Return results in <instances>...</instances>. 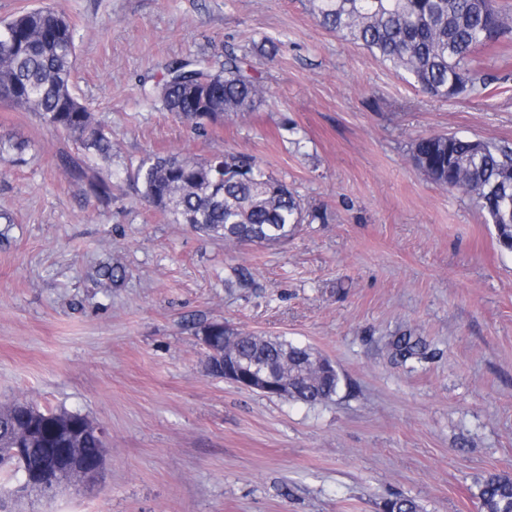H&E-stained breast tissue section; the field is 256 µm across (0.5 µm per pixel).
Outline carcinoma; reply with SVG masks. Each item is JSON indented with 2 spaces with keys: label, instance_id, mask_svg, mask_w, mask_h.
<instances>
[{
  "label": "carcinoma",
  "instance_id": "carcinoma-1",
  "mask_svg": "<svg viewBox=\"0 0 512 512\" xmlns=\"http://www.w3.org/2000/svg\"><path fill=\"white\" fill-rule=\"evenodd\" d=\"M316 21L356 44L395 72L408 76L425 93L441 99L486 91L496 77L484 72L473 53L512 40V5L503 0H310ZM74 29L49 8L22 11L0 21V100L36 112L51 130L61 131L95 157L112 161V133L99 126L72 93L75 70ZM154 94L196 135L228 112H249L261 101L263 87L255 66L232 48L218 71L202 72L188 60L172 61ZM455 134L420 137L411 144V161L432 182L468 195L485 223L494 225L498 242L512 247V228L498 224L503 190L512 197V147ZM91 194L112 201V181L87 177ZM143 198L175 224L230 245H273L288 240L306 220L298 195L254 158L217 152L206 159L182 154L143 159L134 175ZM402 363L425 357L427 343L402 334L390 343ZM238 349L248 361L281 367L295 380L291 399L309 405L336 394L339 378L323 377L315 365L301 364L306 351L280 337L258 340L247 334ZM16 404L0 408V469L20 473L9 456V422ZM483 512H512V476L491 474L478 485ZM384 512H421L407 496L384 504Z\"/></svg>",
  "mask_w": 512,
  "mask_h": 512
}]
</instances>
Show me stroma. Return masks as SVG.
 <instances>
[{"label":"stroma","instance_id":"stroma-1","mask_svg":"<svg viewBox=\"0 0 512 512\" xmlns=\"http://www.w3.org/2000/svg\"><path fill=\"white\" fill-rule=\"evenodd\" d=\"M75 29L72 90L111 130L87 157L0 101V407L26 400L103 426L94 492L31 496L23 512H481L479 482L512 475V252L466 195L412 164L439 133L512 144V81L429 96L321 27L308 0H0ZM254 65L265 97L194 136L150 88L175 59ZM254 157L312 223L287 242L228 246L168 223L132 173L147 154ZM111 179L99 204L71 166ZM120 276L103 286L96 271ZM248 287L236 284L238 276ZM211 322L282 336L332 360L340 385L307 405L210 374ZM409 333L427 359L391 358Z\"/></svg>","mask_w":512,"mask_h":512}]
</instances>
